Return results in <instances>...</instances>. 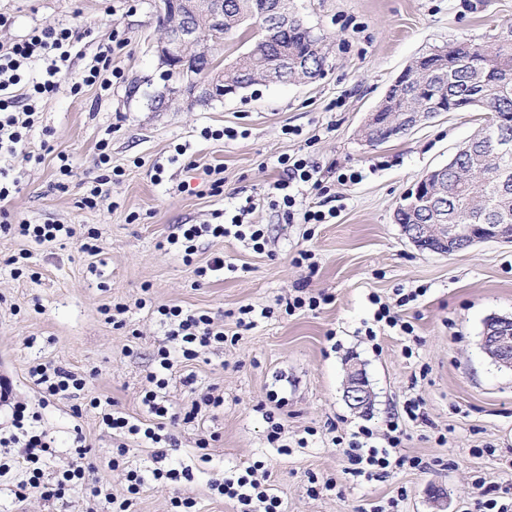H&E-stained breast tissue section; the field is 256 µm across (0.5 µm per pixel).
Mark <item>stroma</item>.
Here are the masks:
<instances>
[{"label": "stroma", "mask_w": 512, "mask_h": 512, "mask_svg": "<svg viewBox=\"0 0 512 512\" xmlns=\"http://www.w3.org/2000/svg\"><path fill=\"white\" fill-rule=\"evenodd\" d=\"M160 0H0V44L18 42L34 28L60 24L77 33L64 89L45 99L25 146L5 165L18 180L9 204L12 222L73 225L76 238L42 248L0 235V374L9 375L18 399L42 414L55 441L44 471L54 478L76 433L92 448L91 477L126 498L125 473L154 466L151 449L129 443L120 469L111 465L114 440L94 411L73 412V400L44 401L29 376L38 362L53 361L87 376L91 391L143 418L141 389L164 330L152 308L175 303L205 311L235 343L206 351L190 362L196 384L182 383L175 369L166 388L175 407L195 392L215 387L224 405L194 424L172 427L177 445L165 468L182 479L147 481L132 512H168L176 496H191L198 512H236L233 501L210 488L217 473L262 462L287 512H369L397 499L398 512H476V478L512 498V368L484 351V322L512 317V244L484 241L451 254L412 246L394 212L417 180L447 164L486 118L482 112H443L398 138L369 145L359 129L395 78L418 57L462 39L491 40L512 21V0H291L292 11L323 37L329 52L326 74L312 81L258 84L224 100L187 105L172 94L166 69L154 52L162 35ZM127 43L113 48V31ZM112 48L121 80L109 90L81 82L95 56ZM232 128L240 138L214 140L205 130ZM122 169L99 208L80 201L83 182L95 177L100 141ZM74 161V177L59 190V154ZM301 156L320 166L362 171L357 184H340L327 173L325 191L307 190L303 204L337 210L328 224L306 227L271 209L267 194L282 171V156ZM224 173V193H210L209 169ZM253 200L248 222L264 225L268 245L254 252L232 238L203 240L193 264L164 249L179 224H210L215 212ZM99 234L98 256L80 249L87 230ZM315 254V270L297 267L298 250ZM29 252L22 275L6 261ZM234 266L200 284L195 267L213 257ZM330 295L316 311L286 314L280 301L300 281ZM424 289L399 310L414 332L377 330L371 296L394 298L397 289ZM145 299V308L135 305ZM128 304L123 328H113L103 306ZM270 307L271 318L237 332L241 306ZM412 347L405 356L404 347ZM358 364L373 402L356 411L344 397L347 368ZM288 399L278 417L288 453L266 439L260 410L270 391ZM424 402V419L403 425L402 453L429 459L430 467L386 479L346 474L333 431L360 424L383 428L407 399ZM211 438L208 451L197 442ZM482 456H475V449ZM452 459V467L441 462ZM334 479L336 488L313 499L310 476ZM23 477L13 470L0 480V512H87L89 487L61 500L16 501L12 487Z\"/></svg>", "instance_id": "stroma-1"}]
</instances>
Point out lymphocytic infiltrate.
<instances>
[{
	"mask_svg": "<svg viewBox=\"0 0 512 512\" xmlns=\"http://www.w3.org/2000/svg\"><path fill=\"white\" fill-rule=\"evenodd\" d=\"M74 44L71 28L47 24L35 28L22 43L4 47L0 45V157L14 155L26 141L27 134L35 124L38 101L45 95L58 93L63 85L66 63ZM42 61L46 64L41 80L23 85L21 73L28 64ZM278 164L284 172L276 180L270 192L272 207L282 209L286 216H300L306 224H327L335 219V210L306 209L296 212L297 198L304 187H319L320 170L317 165L301 157L285 156ZM14 184L8 179V172L0 168V232L24 238L38 245H51L72 238L74 230L68 224H30L8 222V205L12 198ZM236 238L249 240L254 250L265 246V231L262 225L244 223L241 214H225L218 224H180L166 242L181 252L184 258H191L198 250L202 238ZM157 313L168 327L167 346L158 350V364L155 371L146 376L147 386L143 391L142 404L145 419L130 416L117 408L112 400L90 398L88 406L98 411L102 423L119 437L118 455L128 451L126 437L140 439L142 444L153 448L156 467L154 477H174V470H163L162 462L167 458L169 448L175 447L173 435L167 426L178 423H192L204 418L213 409L224 404V396L216 388L193 399L190 406L175 410L167 406L161 392L168 384V376L174 367L196 360L213 345L226 342L223 327L215 325L204 312H193L177 304H162ZM29 375L45 398H77L84 392L87 381L66 367L41 362L29 369ZM0 404L11 411L9 430L0 432L1 448H16L20 451V464L27 477L17 484L14 495L18 501L37 496L45 500L65 496L71 487L86 480L85 458L90 451L83 436H76L69 457L59 470L55 481L44 478L43 465L53 452V440L40 429L39 412L16 400L9 376H0ZM421 399L406 400L401 413L388 418L384 430L361 425L349 433L333 437V444L343 446L347 459V472L355 478H382L403 470H421L426 466L422 457L409 456L400 452L403 420L415 421L421 418ZM257 465L236 469L231 474L214 480L212 486L218 494L235 501L238 512H253L254 504H261L262 512H284L280 497L270 494L257 477Z\"/></svg>",
	"mask_w": 512,
	"mask_h": 512,
	"instance_id": "f902f5d3",
	"label": "lymphocytic infiltrate"
}]
</instances>
